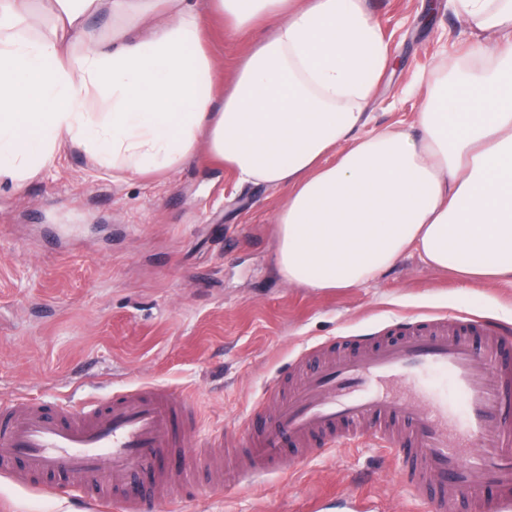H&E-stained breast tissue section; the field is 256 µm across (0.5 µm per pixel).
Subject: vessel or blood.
<instances>
[{"mask_svg": "<svg viewBox=\"0 0 512 512\" xmlns=\"http://www.w3.org/2000/svg\"><path fill=\"white\" fill-rule=\"evenodd\" d=\"M447 374L443 392L427 381ZM512 330L491 321L464 327L442 319L407 324L369 353L350 351L302 379L274 377L232 441L245 475L284 471L292 460L368 433L397 457L399 479L425 512H512ZM194 402L144 383L80 408L16 397L0 409V474L37 480L56 493L69 477L81 501L104 512H143L155 491L195 483L209 456L189 438ZM498 490L494 501L483 492Z\"/></svg>", "mask_w": 512, "mask_h": 512, "instance_id": "b4317fda", "label": "vessel or blood"}]
</instances>
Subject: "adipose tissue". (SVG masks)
<instances>
[{
  "mask_svg": "<svg viewBox=\"0 0 512 512\" xmlns=\"http://www.w3.org/2000/svg\"><path fill=\"white\" fill-rule=\"evenodd\" d=\"M54 3L67 28L29 38L30 0H0V176L15 189L67 141L138 173L203 149L238 183L287 187L288 284L353 288L410 252L466 285L512 281V0H455L495 38L466 91L438 72L408 126L368 136L389 51L365 0H209L232 32L274 27L229 72L190 0ZM102 11L111 38L87 39Z\"/></svg>",
  "mask_w": 512,
  "mask_h": 512,
  "instance_id": "adipose-tissue-1",
  "label": "adipose tissue"
}]
</instances>
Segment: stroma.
<instances>
[{
	"mask_svg": "<svg viewBox=\"0 0 512 512\" xmlns=\"http://www.w3.org/2000/svg\"><path fill=\"white\" fill-rule=\"evenodd\" d=\"M391 65L370 127L409 124L415 87L436 65L461 67L474 35L448 0H367ZM209 50L225 68L254 37L229 39L199 0ZM286 189L237 184L198 152L138 175L63 145L23 190L0 182V404L26 394L80 406L160 383L192 396L195 442L235 435L268 383L312 370L319 345L389 335L431 315L476 316L512 329V283L462 286L404 255L363 285L320 292L276 274L275 215ZM384 454L361 436L288 472L232 489L203 472L156 512H420L409 488L382 478ZM0 512H85L72 491L42 493L0 476Z\"/></svg>",
	"mask_w": 512,
	"mask_h": 512,
	"instance_id": "obj_1",
	"label": "stroma"
}]
</instances>
